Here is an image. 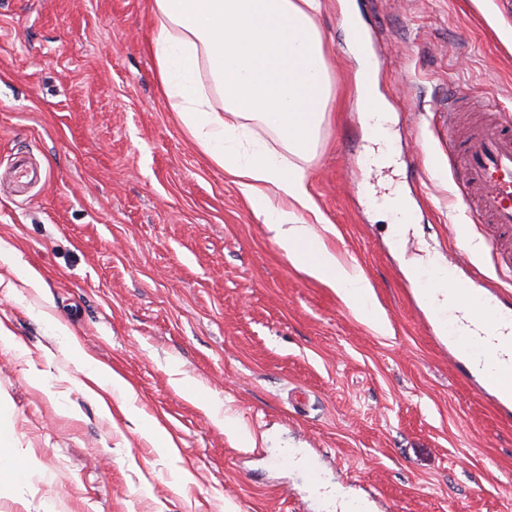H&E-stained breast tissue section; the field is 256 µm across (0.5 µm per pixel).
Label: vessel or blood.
<instances>
[{"mask_svg": "<svg viewBox=\"0 0 512 512\" xmlns=\"http://www.w3.org/2000/svg\"><path fill=\"white\" fill-rule=\"evenodd\" d=\"M448 150L463 156V191L479 193L474 216L512 231V127H476L464 141L449 138ZM455 295L446 313L448 344L467 376L512 417V301L467 287Z\"/></svg>", "mask_w": 512, "mask_h": 512, "instance_id": "1", "label": "vessel or blood"}]
</instances>
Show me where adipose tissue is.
I'll return each instance as SVG.
<instances>
[{"label":"adipose tissue","instance_id":"obj_1","mask_svg":"<svg viewBox=\"0 0 512 512\" xmlns=\"http://www.w3.org/2000/svg\"><path fill=\"white\" fill-rule=\"evenodd\" d=\"M321 8L322 0H153L158 32L151 51L172 112L201 152L276 228V241L292 265L333 288L378 330L383 322L370 281L303 226L314 202L301 162L314 151L330 103V76L315 22ZM203 71L210 87L200 81ZM356 99L365 111L368 167L395 166L392 116L378 86L357 88ZM247 119L271 129L296 163H282L257 143L243 146ZM273 189L284 197L281 207L269 205Z\"/></svg>","mask_w":512,"mask_h":512}]
</instances>
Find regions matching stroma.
Here are the masks:
<instances>
[{"label": "stroma", "mask_w": 512, "mask_h": 512, "mask_svg": "<svg viewBox=\"0 0 512 512\" xmlns=\"http://www.w3.org/2000/svg\"><path fill=\"white\" fill-rule=\"evenodd\" d=\"M393 109L396 166L364 158L357 65L340 0L316 19L330 111L304 166L324 221L309 232L371 282L370 328L297 270L275 233L187 135L148 46L151 0H0V439L33 463L0 479V512H512V424L454 370L412 260L504 286L512 249L458 201L451 94L512 126L507 0H351ZM41 180L20 188L16 157ZM401 186L416 219L394 236L371 196ZM33 268L43 286L19 278ZM118 372L167 453L88 379L44 320ZM223 402L254 437L227 434ZM278 448L315 459L272 464Z\"/></svg>", "instance_id": "obj_1"}]
</instances>
